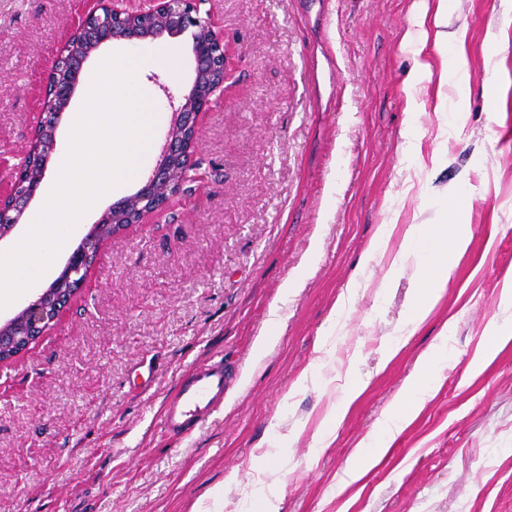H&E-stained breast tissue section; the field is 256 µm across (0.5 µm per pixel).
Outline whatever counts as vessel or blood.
Instances as JSON below:
<instances>
[{
  "label": "vessel or blood",
  "instance_id": "1",
  "mask_svg": "<svg viewBox=\"0 0 512 512\" xmlns=\"http://www.w3.org/2000/svg\"><path fill=\"white\" fill-rule=\"evenodd\" d=\"M223 361L195 365L176 385L167 401L162 424L174 434L205 424L224 400Z\"/></svg>",
  "mask_w": 512,
  "mask_h": 512
}]
</instances>
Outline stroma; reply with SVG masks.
Returning a JSON list of instances; mask_svg holds the SVG:
<instances>
[{"instance_id":"1","label":"stroma","mask_w":512,"mask_h":512,"mask_svg":"<svg viewBox=\"0 0 512 512\" xmlns=\"http://www.w3.org/2000/svg\"><path fill=\"white\" fill-rule=\"evenodd\" d=\"M412 3L209 0L239 83L200 117L198 181L111 238L59 324L0 369V512H246L258 496L281 512H512V339L485 351L490 330L512 328V0H448L468 75L444 136L437 83L409 85ZM90 4L0 0V159L28 148L45 67ZM164 44L179 72L142 73L163 108L195 68L190 34ZM459 188L470 247L408 323L414 259L393 270L367 251L383 225L438 221ZM362 260L364 288L341 307ZM209 357L230 373L220 410L164 431L177 381ZM349 377L363 387L332 420Z\"/></svg>"}]
</instances>
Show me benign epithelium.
Listing matches in <instances>:
<instances>
[{"instance_id": "1", "label": "benign epithelium", "mask_w": 512, "mask_h": 512, "mask_svg": "<svg viewBox=\"0 0 512 512\" xmlns=\"http://www.w3.org/2000/svg\"><path fill=\"white\" fill-rule=\"evenodd\" d=\"M123 2L95 0L64 42L54 63L47 67L46 83L40 88L39 117L29 148L8 179V189L0 190V242L11 237L19 226L43 182L42 175L30 180L24 173L36 154L40 155L41 172H46L56 148L60 118L71 103L83 65L93 51L109 41L139 43L166 35L177 37L189 31L195 60L194 81L172 113L159 161L145 184L108 208L69 255L60 277L70 283V288L51 284L14 316L0 321L1 367L47 334L71 306L103 244V225H112V237L143 225L148 217L163 212L170 199L194 181L199 117L214 96L228 95L237 82L229 47L213 30L210 13L201 12V6L208 0H141L140 6L132 10L123 7Z\"/></svg>"}]
</instances>
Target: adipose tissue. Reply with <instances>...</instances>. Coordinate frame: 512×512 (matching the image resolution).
<instances>
[{
	"label": "adipose tissue",
	"instance_id": "ef3b65f1",
	"mask_svg": "<svg viewBox=\"0 0 512 512\" xmlns=\"http://www.w3.org/2000/svg\"><path fill=\"white\" fill-rule=\"evenodd\" d=\"M448 0H438L436 8H429L428 0H418L413 17L412 31L407 40L414 46L416 56L412 73L413 79L421 80L436 77L439 86L455 83L458 74L467 70L464 55L452 56L450 67L433 73L423 54L427 43H434L440 54H447L449 47L462 45L465 41V29L448 30ZM449 54V53H448ZM400 234L401 250L417 260V283L414 303L409 316L410 322H420L439 298L448 282L446 257L448 254L464 253L470 238L463 233L459 225L448 223L447 218L437 224H407L403 227L387 225L376 236L372 253L386 254L393 234Z\"/></svg>",
	"mask_w": 512,
	"mask_h": 512
}]
</instances>
